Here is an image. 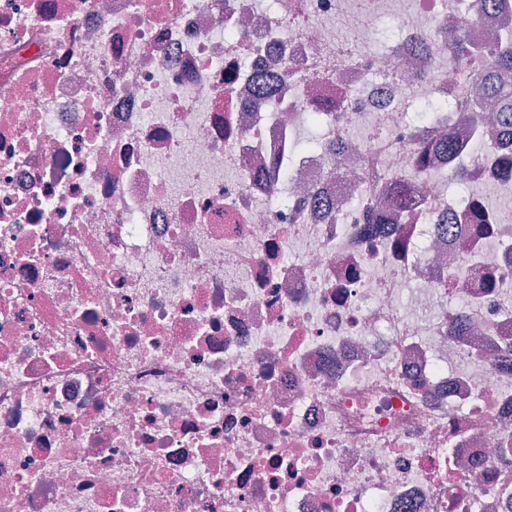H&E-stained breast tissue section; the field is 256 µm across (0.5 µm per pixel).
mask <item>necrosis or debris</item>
Masks as SVG:
<instances>
[{"label": "necrosis or debris", "instance_id": "obj_1", "mask_svg": "<svg viewBox=\"0 0 512 512\" xmlns=\"http://www.w3.org/2000/svg\"><path fill=\"white\" fill-rule=\"evenodd\" d=\"M381 16V53L337 48ZM462 18L0 0V512H512V70L449 62ZM443 98L478 109L463 151L399 208L406 117ZM452 182L499 198L490 232Z\"/></svg>", "mask_w": 512, "mask_h": 512}]
</instances>
